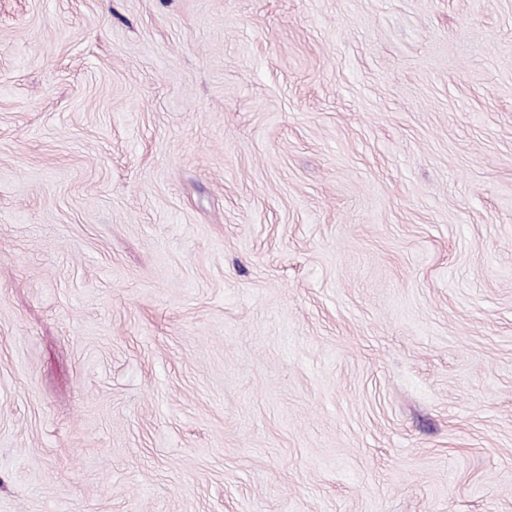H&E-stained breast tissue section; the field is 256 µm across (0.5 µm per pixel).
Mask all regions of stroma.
<instances>
[{
	"label": "stroma",
	"instance_id": "obj_1",
	"mask_svg": "<svg viewBox=\"0 0 512 512\" xmlns=\"http://www.w3.org/2000/svg\"><path fill=\"white\" fill-rule=\"evenodd\" d=\"M0 512H512V0H0Z\"/></svg>",
	"mask_w": 512,
	"mask_h": 512
}]
</instances>
